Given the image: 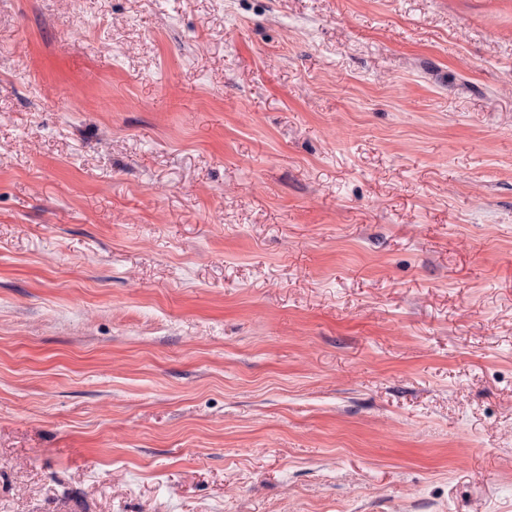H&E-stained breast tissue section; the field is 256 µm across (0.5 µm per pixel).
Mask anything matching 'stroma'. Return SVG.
Masks as SVG:
<instances>
[{
    "mask_svg": "<svg viewBox=\"0 0 512 512\" xmlns=\"http://www.w3.org/2000/svg\"><path fill=\"white\" fill-rule=\"evenodd\" d=\"M0 512H512V0H0Z\"/></svg>",
    "mask_w": 512,
    "mask_h": 512,
    "instance_id": "1",
    "label": "stroma"
}]
</instances>
